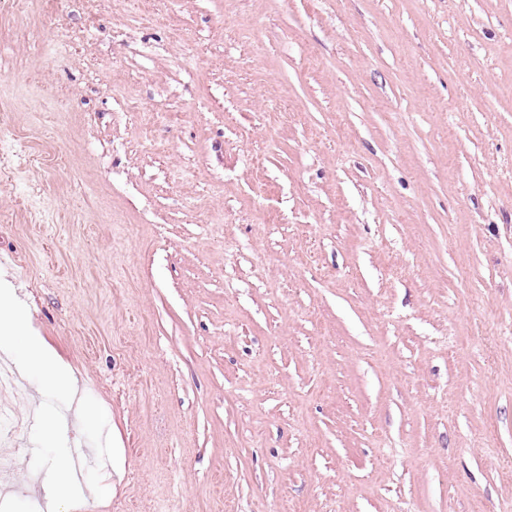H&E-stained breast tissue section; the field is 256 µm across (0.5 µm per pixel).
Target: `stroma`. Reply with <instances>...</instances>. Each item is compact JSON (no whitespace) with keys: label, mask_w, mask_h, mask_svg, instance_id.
I'll return each instance as SVG.
<instances>
[{"label":"stroma","mask_w":512,"mask_h":512,"mask_svg":"<svg viewBox=\"0 0 512 512\" xmlns=\"http://www.w3.org/2000/svg\"><path fill=\"white\" fill-rule=\"evenodd\" d=\"M0 137L89 512H512V0L5 2Z\"/></svg>","instance_id":"obj_1"}]
</instances>
